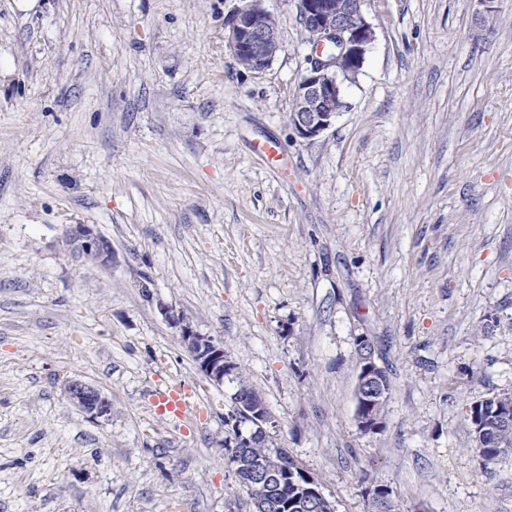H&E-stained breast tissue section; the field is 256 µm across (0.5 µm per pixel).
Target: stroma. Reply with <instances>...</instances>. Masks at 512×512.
<instances>
[{"label":"stroma","mask_w":512,"mask_h":512,"mask_svg":"<svg viewBox=\"0 0 512 512\" xmlns=\"http://www.w3.org/2000/svg\"><path fill=\"white\" fill-rule=\"evenodd\" d=\"M238 0H0V512H253L224 460L221 340L336 512L367 468L398 512H512L469 403L512 392V0H366L374 41L318 138L289 123L310 47L244 70ZM87 224L102 266L70 244ZM390 380L354 423L355 337ZM81 379L109 420L75 407ZM184 384L194 409L157 407ZM68 235L86 257L104 266L112 263V246L89 225H73L69 228ZM66 393L69 400L90 418L105 421L111 417L112 403L94 386L75 379L68 383Z\"/></svg>","instance_id":"obj_1"}]
</instances>
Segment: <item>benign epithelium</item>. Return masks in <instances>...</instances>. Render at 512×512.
Listing matches in <instances>:
<instances>
[{
    "label": "benign epithelium",
    "mask_w": 512,
    "mask_h": 512,
    "mask_svg": "<svg viewBox=\"0 0 512 512\" xmlns=\"http://www.w3.org/2000/svg\"><path fill=\"white\" fill-rule=\"evenodd\" d=\"M225 20L228 46L244 69L262 72L280 50L278 21L265 6V0H241ZM365 0H299L300 20L310 45L307 67L295 88L289 122L299 137L313 140L335 121L344 106L342 85L353 80L363 66L374 32L363 12ZM476 21L487 25L498 12L500 0H476ZM69 238L79 251L91 260L107 266L112 264V246L87 224L69 228ZM165 315L179 329L180 340L192 354L199 370L217 385L226 381L238 383L230 409L225 413L228 425L227 443L240 452L232 457L235 471L251 476L265 490L253 500V512H268L270 495L282 480L281 464L272 454L254 455L250 448H260L271 430L277 427L266 404L245 396V382L239 367L224 351V344L213 336L197 331L182 314L171 309ZM370 341L359 339L363 354L356 373V394L367 403L377 405L387 400V389L381 367L365 354ZM69 400L90 418L109 420L112 403L94 386L75 379L68 383ZM296 512H334L323 498L307 496L296 500Z\"/></svg>",
    "instance_id": "7a95c632"
}]
</instances>
